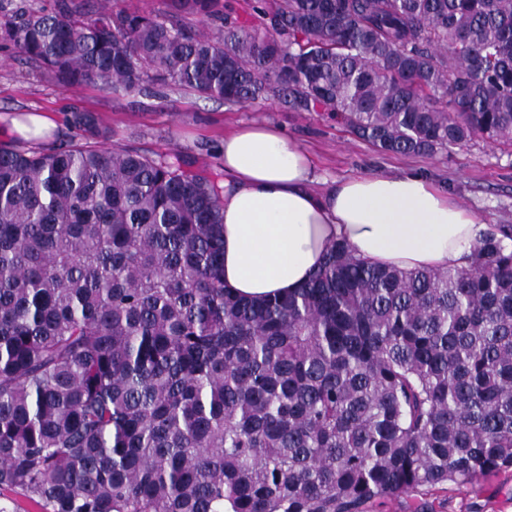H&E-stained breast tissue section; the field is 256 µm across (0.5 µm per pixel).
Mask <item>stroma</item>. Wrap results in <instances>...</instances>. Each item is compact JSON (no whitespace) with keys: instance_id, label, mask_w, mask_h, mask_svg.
Wrapping results in <instances>:
<instances>
[{"instance_id":"35a3bbf8","label":"stroma","mask_w":512,"mask_h":512,"mask_svg":"<svg viewBox=\"0 0 512 512\" xmlns=\"http://www.w3.org/2000/svg\"><path fill=\"white\" fill-rule=\"evenodd\" d=\"M92 113L106 133L105 147L151 157L180 154L190 172L223 173L224 136L245 123L286 129L311 156L321 192L333 180L361 173L422 170L444 182L464 206L491 224H512V144L478 140L434 157L385 154L352 135L325 112H295L275 97L237 107L181 87L153 92H106L93 85L60 86L12 42L0 41V145L18 140L4 123L18 112H46L57 129L41 142L48 151L81 138L74 111ZM368 512H512V469L471 484L423 486L407 495L373 502Z\"/></svg>"}]
</instances>
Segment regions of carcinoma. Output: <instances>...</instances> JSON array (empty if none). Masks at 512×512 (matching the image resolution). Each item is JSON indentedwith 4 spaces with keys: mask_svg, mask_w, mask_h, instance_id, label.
Listing matches in <instances>:
<instances>
[{
    "mask_svg": "<svg viewBox=\"0 0 512 512\" xmlns=\"http://www.w3.org/2000/svg\"><path fill=\"white\" fill-rule=\"evenodd\" d=\"M0 36L62 85L334 112L382 153L512 142V0H275L186 32L100 0ZM0 146V489L45 512H365L512 469V224L413 272L343 240L293 294L224 285V187L179 159Z\"/></svg>",
    "mask_w": 512,
    "mask_h": 512,
    "instance_id": "carcinoma-1",
    "label": "carcinoma"
}]
</instances>
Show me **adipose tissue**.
<instances>
[{"label": "adipose tissue", "instance_id": "adipose-tissue-1", "mask_svg": "<svg viewBox=\"0 0 512 512\" xmlns=\"http://www.w3.org/2000/svg\"><path fill=\"white\" fill-rule=\"evenodd\" d=\"M222 155L224 283L247 299L293 292L337 240L377 265L445 269L487 229L422 173L359 174L314 192L308 153L271 124L238 127Z\"/></svg>", "mask_w": 512, "mask_h": 512}]
</instances>
